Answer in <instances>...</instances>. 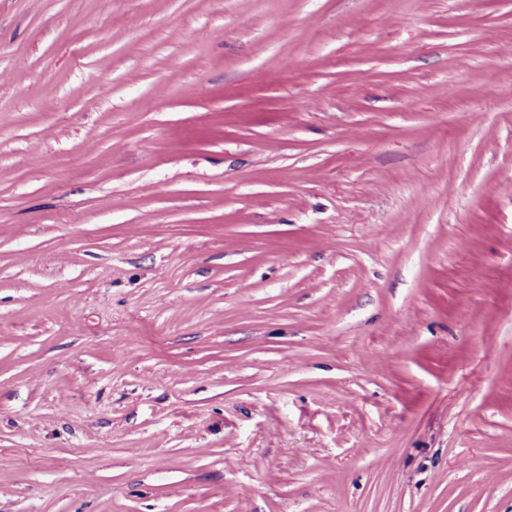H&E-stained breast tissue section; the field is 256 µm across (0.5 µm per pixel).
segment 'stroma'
<instances>
[{
  "label": "stroma",
  "instance_id": "1",
  "mask_svg": "<svg viewBox=\"0 0 512 512\" xmlns=\"http://www.w3.org/2000/svg\"><path fill=\"white\" fill-rule=\"evenodd\" d=\"M0 512H512V0H0Z\"/></svg>",
  "mask_w": 512,
  "mask_h": 512
}]
</instances>
